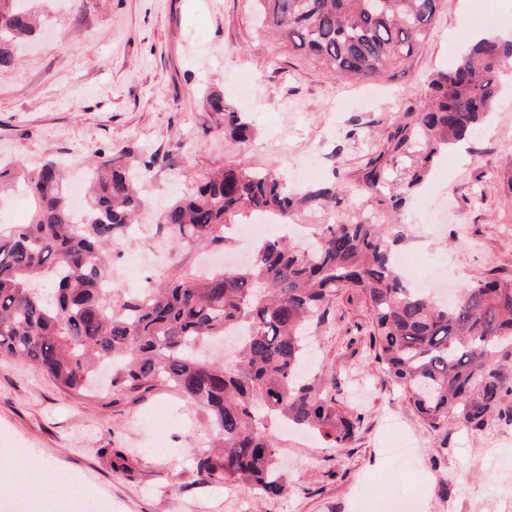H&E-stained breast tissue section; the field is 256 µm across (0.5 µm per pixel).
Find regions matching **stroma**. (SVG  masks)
Returning <instances> with one entry per match:
<instances>
[{
    "instance_id": "obj_1",
    "label": "stroma",
    "mask_w": 512,
    "mask_h": 512,
    "mask_svg": "<svg viewBox=\"0 0 512 512\" xmlns=\"http://www.w3.org/2000/svg\"><path fill=\"white\" fill-rule=\"evenodd\" d=\"M42 29L15 65L0 69V162L29 168L53 158L82 169L110 151L133 162L156 159L146 181L142 224L112 261V283L127 276L159 279L174 267L240 257L251 221L224 225L220 251L177 245L159 233L164 207L212 171L240 163L280 164L304 183L361 179L368 158L384 155L398 209L378 212L371 198L344 217L379 214L395 235L394 251L418 257L414 277L449 275L450 288L497 270L512 275V81L466 162L443 153L414 187L404 177L423 146L389 149V135L423 99L430 75L462 48L482 19L512 29L501 0H444L414 57L387 79L345 81L304 53L269 36L255 0H31ZM217 92L254 128L240 144L216 129L206 96ZM447 258V270L426 267ZM364 294L346 288L328 321L313 329L319 370L340 405L361 422L347 447L327 438L271 429L288 489L256 498L237 486L199 480L193 448L210 440L206 414L164 387L141 400L109 391L100 380L79 395L35 363L0 354V432L35 449L48 473L31 512H385L395 497H413L420 512H512V390L503 416L478 431L456 422L434 429L377 369ZM408 439L413 460L393 456ZM127 450L129 470L112 465ZM447 494H440V486Z\"/></svg>"
}]
</instances>
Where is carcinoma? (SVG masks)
<instances>
[{
	"instance_id": "cac0c4a2",
	"label": "carcinoma",
	"mask_w": 512,
	"mask_h": 512,
	"mask_svg": "<svg viewBox=\"0 0 512 512\" xmlns=\"http://www.w3.org/2000/svg\"><path fill=\"white\" fill-rule=\"evenodd\" d=\"M262 23L339 78L382 79L426 38L442 0H257ZM37 35L25 0H0V68ZM512 58V40L484 37L432 75L412 125L390 139L399 148L413 134L425 143L408 184H418L447 147L475 140ZM216 127L245 143L252 125L224 96L207 98ZM113 151L87 170L85 217L74 221L60 167L0 166V186H21L30 202L26 224L0 226V353L30 360L62 387L80 393L96 368H116L112 387L142 396L166 386L204 410L218 448L195 451L209 483L239 484L277 497L286 479L267 421L318 432L336 448L354 437L361 417L339 408L327 383L305 378L311 364L306 332L326 319L344 288L365 295L377 366L438 429L448 418L472 431L502 415L512 373L499 364L512 352V277L491 273L463 284L445 304L408 285L396 272L393 241L374 221L336 219V207L363 189L395 209L381 191L383 154L366 165L363 183L293 189L271 165L230 166L174 201L160 228L176 244H224V217L246 206L290 224L304 210L326 208L314 246L269 237L245 267L208 276L169 271L145 294L119 296L104 249L133 227L140 183L155 165H133Z\"/></svg>"
}]
</instances>
